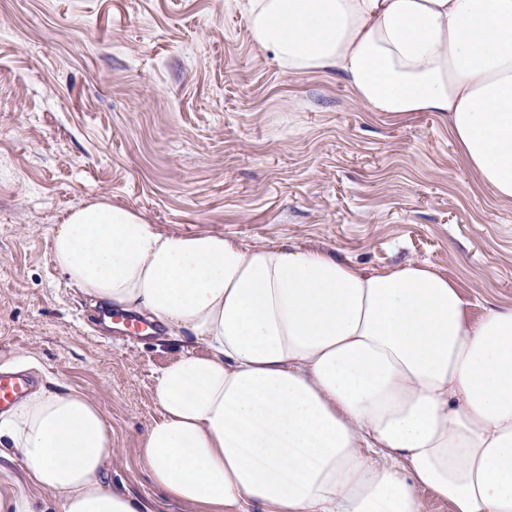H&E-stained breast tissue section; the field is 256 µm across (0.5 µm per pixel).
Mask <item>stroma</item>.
I'll list each match as a JSON object with an SVG mask.
<instances>
[{"label": "stroma", "mask_w": 512, "mask_h": 512, "mask_svg": "<svg viewBox=\"0 0 512 512\" xmlns=\"http://www.w3.org/2000/svg\"><path fill=\"white\" fill-rule=\"evenodd\" d=\"M247 0H0V369L96 400L112 469L138 462L180 351L96 335L56 270L54 225L105 199L181 232L317 245L368 270L430 264L471 316L512 306V203L476 182L439 112L398 119L336 73L291 74L251 39Z\"/></svg>", "instance_id": "1"}]
</instances>
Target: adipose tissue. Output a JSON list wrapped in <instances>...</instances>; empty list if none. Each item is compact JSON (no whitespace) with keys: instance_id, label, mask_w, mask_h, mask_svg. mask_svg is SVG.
Returning a JSON list of instances; mask_svg holds the SVG:
<instances>
[{"instance_id":"1","label":"adipose tissue","mask_w":512,"mask_h":512,"mask_svg":"<svg viewBox=\"0 0 512 512\" xmlns=\"http://www.w3.org/2000/svg\"><path fill=\"white\" fill-rule=\"evenodd\" d=\"M257 46L375 112H440L512 202V0H249ZM67 282L166 329L138 459L185 512H512V306L472 318L408 260L173 232L103 200L52 230ZM102 407L58 381L0 415V512H157L111 480Z\"/></svg>"}]
</instances>
